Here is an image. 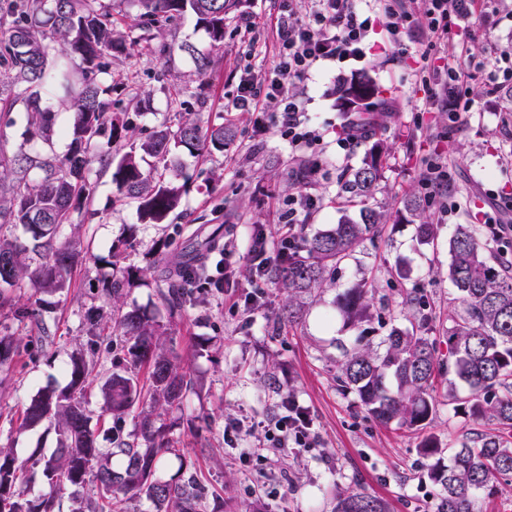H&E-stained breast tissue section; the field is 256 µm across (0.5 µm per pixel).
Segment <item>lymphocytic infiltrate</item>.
<instances>
[{
	"instance_id": "1",
	"label": "lymphocytic infiltrate",
	"mask_w": 512,
	"mask_h": 512,
	"mask_svg": "<svg viewBox=\"0 0 512 512\" xmlns=\"http://www.w3.org/2000/svg\"><path fill=\"white\" fill-rule=\"evenodd\" d=\"M406 2L379 0L378 12L373 16L365 14L357 0H313L308 16L300 21L292 20L290 11H283L277 22L278 77L263 85L250 75L240 78L236 108L254 111L259 93L267 92L277 100L272 121L281 136L294 144L312 142L316 134L302 122L300 103L296 95L284 92V82H304L318 61L359 55L377 21L382 23L390 41L402 46V36L413 23ZM425 6L426 46L421 54L419 78L428 86L431 97L423 109L447 113L449 122L455 125L472 106L466 94L472 71L486 69L488 83L494 86L499 79L512 77V69H487L483 59L454 49L455 44L466 43L477 32L485 31L487 0H425ZM437 52L443 55V65H430L431 55ZM274 426L281 432L283 442L299 448L312 447L317 440L308 411L290 395L282 397Z\"/></svg>"
}]
</instances>
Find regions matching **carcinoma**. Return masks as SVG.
Instances as JSON below:
<instances>
[{"label":"carcinoma","instance_id":"cac0c4a2","mask_svg":"<svg viewBox=\"0 0 512 512\" xmlns=\"http://www.w3.org/2000/svg\"><path fill=\"white\" fill-rule=\"evenodd\" d=\"M139 13L129 31L159 30L177 15L191 12L205 29L210 46H224V15L240 0H134ZM143 37L129 40L114 33L112 3L106 0H0V118L10 121L14 107L23 104L29 137L48 144L55 134V111L41 102L46 86L63 89L66 106L76 114L70 129L68 152L49 156L40 152H8L0 148V308L8 307L17 320L34 325L40 342L52 337L45 303L19 304L10 291L30 284L48 294L63 295L72 286L81 254L89 251L80 236L59 238L62 226L72 223L74 211L94 196L93 166L111 172L112 181L126 198L138 202L141 219L162 221L180 204L185 185L173 174L172 149L195 156L208 149H224V125L202 127L197 119L181 116L146 140L135 142L132 122L124 112L112 111V57L126 44L140 45ZM189 55L198 74H204L209 54L190 43L179 46ZM80 58L74 67L71 60ZM367 98L378 88L366 74L351 78L344 88L345 104H356L355 92ZM152 158L144 172L141 161ZM382 175L376 161L364 163L345 181V189L366 199L378 190ZM361 221L344 220L312 236L299 234L281 254L268 278L288 293V323L302 317L301 297L325 287L332 275L363 241L374 240L385 221L384 211L362 210ZM20 225L27 237L5 233ZM448 278L460 293L463 311L448 318L442 338L429 334L432 317L421 313L406 328L394 327L379 353L357 336L345 351L336 371V383L357 397L373 419L422 431L435 413L433 380L450 373L469 390L458 404L469 417L494 428L452 449L443 464L433 437L426 436L419 452L436 461L427 476L439 490L438 512H476L479 495H492L500 481L512 480V272L492 242L474 224H459L448 240ZM136 275L123 270L111 279L102 295L112 305V316L91 309L86 344L67 369L70 380L61 388H48L31 400L23 413L24 427L53 426L57 446L33 462L40 467L46 491L29 497L25 466L17 464L13 449L0 446V512H132L133 501H148L154 512H213L224 506L186 470L176 477H156L168 453L177 449L166 434L162 417L180 411L191 381L173 356L168 328L137 309H124L125 284ZM160 293L172 312L200 293L195 280L180 268L167 275ZM377 287L361 280L345 289L339 311L351 325L367 322ZM112 326L125 337L127 357L118 371L106 370L99 391L106 428L113 447L98 446L90 428L89 377L101 364L98 332ZM446 344L448 354L440 351ZM20 345L0 337V369H10ZM140 408L137 432L124 434L121 422ZM74 489L65 495L67 488ZM90 488L84 496L78 488ZM335 512H387L375 496L353 493L336 499Z\"/></svg>","mask_w":512,"mask_h":512}]
</instances>
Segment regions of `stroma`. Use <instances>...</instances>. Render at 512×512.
Returning a JSON list of instances; mask_svg holds the SVG:
<instances>
[{
  "instance_id": "obj_1",
  "label": "stroma",
  "mask_w": 512,
  "mask_h": 512,
  "mask_svg": "<svg viewBox=\"0 0 512 512\" xmlns=\"http://www.w3.org/2000/svg\"><path fill=\"white\" fill-rule=\"evenodd\" d=\"M295 17L308 13V0H243L224 18V47L211 52L206 75L195 72L193 60L179 51L187 42L209 49L206 32L191 14L173 19L148 51L112 61V97L118 111L130 113L135 135L148 138L174 122L169 106L172 86H180L186 109L202 125L232 127L234 137L223 151L206 158L180 152L178 179L187 191L174 214L161 224L145 223L135 200L121 197L110 174H94L97 184L92 214H79V231L92 239L93 253L79 266L76 284L53 307L52 342L37 361L16 356L9 374L0 373V444L12 446L18 461L29 464L50 453L56 436L46 426L21 425L24 407L45 387H64L65 368L86 340L85 319L94 301L90 291L102 287L113 270L104 264L117 247L124 265L137 270L125 291L126 308H136L170 328L173 352L190 371L195 387L183 412L166 416L168 436L181 456H167L158 477L170 479L187 466L224 497V512H334L338 496L364 491L383 500L388 512H437L438 490L427 478L428 460L418 450L423 435L440 448L487 430L488 425L455 412L448 403V379L435 382L437 411L425 433L383 424L359 407L354 394L338 389L333 375L342 352L340 343L363 335L380 347L392 327L408 326L419 308H426L434 326L447 324L460 308L448 278V240L457 225L476 224L484 233L498 214L512 223V98L506 86L488 91L485 72L469 81L472 108L457 128L444 112L426 113L430 130L417 128L412 111L422 103L423 86L416 76L424 45V28H415L398 52L382 25H374L362 56L317 63L306 82L285 84L302 101L301 118L320 135L309 145L294 146L276 128L258 131L256 115L233 110L241 74L269 76L277 63L276 22L284 9ZM253 29H246V21ZM490 36L470 42L472 53L494 59L512 52V0H497L489 18ZM173 45L164 55L161 45ZM367 73L391 111L373 126L372 136L345 151L336 134L345 118L337 89L358 73ZM383 141L382 181L373 198L388 219L380 236L364 242L336 273L334 285L314 291L299 321L277 323L286 303L283 290L265 281L253 283L247 261L236 265L235 286L209 292L206 305H185L170 314L159 298L164 268L155 261L160 244H169L171 259L193 261L214 228L222 237L246 248L254 228L264 230L268 245H281L282 215L289 199L313 195L316 207L297 220L312 235L339 221L359 220L364 200L341 194L339 179L362 166L375 141ZM448 162V212L427 208L424 218L437 227L432 244H419L417 224L403 209L405 199L421 195L419 180L425 160ZM368 279L378 285L386 306L361 329H353L336 308L340 293ZM295 393L307 406L319 433L314 448L298 453L285 448L272 460L244 464V448H270L277 432L272 421L283 394ZM195 420L188 431L187 420ZM253 421L251 432L237 446L224 442V424Z\"/></svg>"
}]
</instances>
